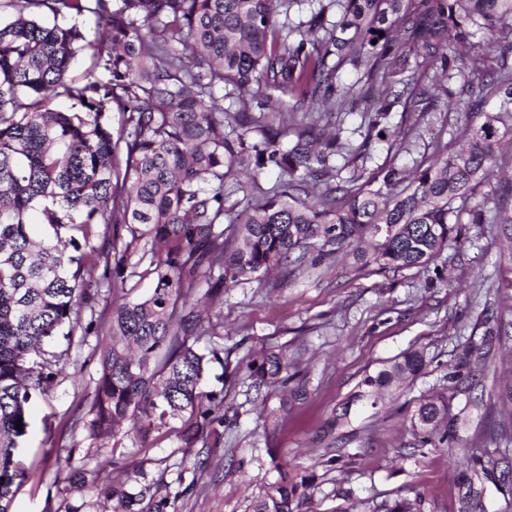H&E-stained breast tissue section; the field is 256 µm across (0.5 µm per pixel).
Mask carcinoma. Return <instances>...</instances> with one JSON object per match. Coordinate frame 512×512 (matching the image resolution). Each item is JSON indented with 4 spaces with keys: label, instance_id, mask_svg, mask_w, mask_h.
I'll return each instance as SVG.
<instances>
[{
    "label": "carcinoma",
    "instance_id": "cac0c4a2",
    "mask_svg": "<svg viewBox=\"0 0 512 512\" xmlns=\"http://www.w3.org/2000/svg\"><path fill=\"white\" fill-rule=\"evenodd\" d=\"M15 9L0 21V512H10L14 489L25 478L15 459L27 433L33 394L44 391L59 355L43 349L58 333L72 339L82 309L94 299L85 275L108 258L93 245L100 233L126 225L129 245L151 254L147 274L156 279L145 298L113 302L99 347L101 374L89 437H111L123 424L142 442L178 420L182 441L217 448L224 439V392L202 388L219 350L196 343L209 328L204 314L223 290L270 270L302 261L305 249L332 255L362 242L359 260L379 269L426 268L461 224L499 225L512 260V176L495 189L492 219L467 202L498 168L496 149L512 140V0H309L310 18L279 21L297 0H9ZM54 16L95 18L97 37L74 27L45 25L33 9ZM339 19L325 26V15ZM490 34L501 50L488 73L498 98L492 112L466 124L458 146L431 165L406 175L391 168L382 189L356 180L329 187L334 157L345 149L340 132H324L323 112L339 110L350 91L336 83L349 62L372 80L383 67L401 76L385 87L389 102L368 118L367 137L390 135L387 118L399 102L428 112L446 96L450 112H472L480 102L453 98L441 84L421 88L412 62L440 61L446 80L466 66L477 34ZM80 51H88L104 77H69ZM233 86L238 97L278 90L295 100L306 121L269 129L256 140L252 119L237 112L224 121L214 90ZM122 115L118 131L112 113ZM254 174L276 168L284 180L271 197L250 200L233 238L224 219V184L236 168ZM50 236L37 242L32 223ZM387 225L386 234L377 231ZM203 299L190 302L200 269ZM480 340L463 345L448 380L470 390L483 385L478 364L507 335L488 317ZM428 365L409 349L367 373L330 426L349 423L352 406L375 409L384 393L414 379ZM262 384L305 388L295 363L268 351L247 365ZM22 429H16V422ZM416 448L458 443L457 416L448 402L425 399L411 416ZM492 443L512 442V420L490 429ZM509 449L475 456L457 470V512H487L486 484L512 478ZM101 469L67 477L74 489L96 485ZM313 475L286 474L269 484L251 512H299ZM150 485L112 482L113 512H166L168 497ZM418 501L398 498L384 512H419Z\"/></svg>",
    "mask_w": 512,
    "mask_h": 512
}]
</instances>
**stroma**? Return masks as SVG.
<instances>
[{"label": "stroma", "mask_w": 512, "mask_h": 512, "mask_svg": "<svg viewBox=\"0 0 512 512\" xmlns=\"http://www.w3.org/2000/svg\"><path fill=\"white\" fill-rule=\"evenodd\" d=\"M359 78L348 65L336 72L337 82L354 90L336 118L350 149L348 157L334 160L339 179L376 177L391 166L410 171L429 164L451 139L462 138L463 113L442 106L412 112L399 104L388 125L408 133L405 145L368 138ZM222 105L231 114L249 112L259 131L302 118L276 90L269 98L244 102L228 93ZM280 184L276 171L229 181L225 217L272 195ZM464 236V244H449L426 268L384 272L361 267L343 252L226 289L211 309L210 335L198 343L223 350L220 361L208 367L206 386L224 392V441L217 448L198 443L189 451L176 423L145 443L123 432L92 439L81 426L100 373L98 345L105 336L99 319L113 300L146 296L156 284L154 276L132 275L139 256L126 249L125 226L110 230V260L124 262L127 272L116 282L105 265L95 267L87 281L97 298L82 312L89 333L70 341L59 335L47 345L61 359L53 382L30 409L22 441L27 475L11 512H66L79 504L87 512H110L108 486L126 479L165 487L176 497L177 512H251L252 501L287 469L315 476L300 512H375L400 497L419 499L422 512H457V469L465 456L492 451L491 420L512 417V408L496 399L470 406L448 380L459 344L482 336L486 314L512 323V288L500 285L512 274L501 259L503 239L492 224L465 225ZM411 348L424 349L429 366L396 392L392 408L364 410L345 427L343 440L323 436L329 417L363 375ZM269 349L295 358L306 381L301 400L284 407L277 388L255 386L247 364ZM432 396L448 399L458 416L455 452L413 447L411 415L420 399ZM102 461L107 467L97 486L67 491L68 475Z\"/></svg>", "instance_id": "35a3bbf8"}]
</instances>
